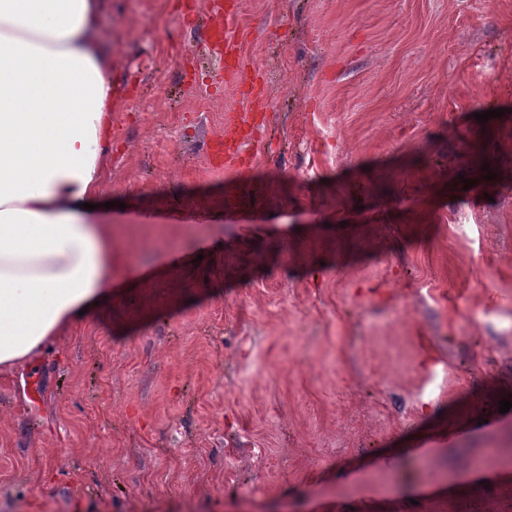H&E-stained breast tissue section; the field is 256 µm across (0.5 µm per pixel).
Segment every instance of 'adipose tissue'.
I'll list each match as a JSON object with an SVG mask.
<instances>
[{
    "instance_id": "adipose-tissue-1",
    "label": "adipose tissue",
    "mask_w": 512,
    "mask_h": 512,
    "mask_svg": "<svg viewBox=\"0 0 512 512\" xmlns=\"http://www.w3.org/2000/svg\"><path fill=\"white\" fill-rule=\"evenodd\" d=\"M103 0H0V366L112 297L102 221L120 78Z\"/></svg>"
}]
</instances>
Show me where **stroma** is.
<instances>
[{
  "instance_id": "1",
  "label": "stroma",
  "mask_w": 512,
  "mask_h": 512,
  "mask_svg": "<svg viewBox=\"0 0 512 512\" xmlns=\"http://www.w3.org/2000/svg\"><path fill=\"white\" fill-rule=\"evenodd\" d=\"M230 2L108 0L112 301L0 368V512H512V0Z\"/></svg>"
}]
</instances>
